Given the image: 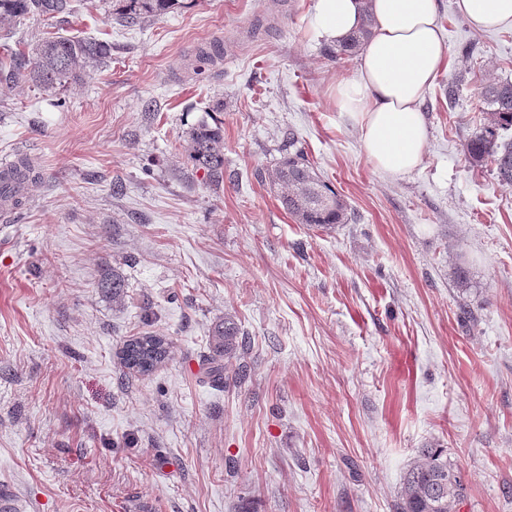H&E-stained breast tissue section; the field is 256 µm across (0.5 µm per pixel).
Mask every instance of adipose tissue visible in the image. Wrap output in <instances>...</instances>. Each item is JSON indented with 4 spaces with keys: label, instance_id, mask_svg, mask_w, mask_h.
<instances>
[{
    "label": "adipose tissue",
    "instance_id": "ef3b65f1",
    "mask_svg": "<svg viewBox=\"0 0 512 512\" xmlns=\"http://www.w3.org/2000/svg\"><path fill=\"white\" fill-rule=\"evenodd\" d=\"M456 8L474 29L512 27V0H456ZM366 22L371 36L332 97L374 171L400 177L426 153L422 104L447 66L438 0H313L309 31L337 45Z\"/></svg>",
    "mask_w": 512,
    "mask_h": 512
}]
</instances>
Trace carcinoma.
<instances>
[{
  "label": "carcinoma",
  "instance_id": "1",
  "mask_svg": "<svg viewBox=\"0 0 512 512\" xmlns=\"http://www.w3.org/2000/svg\"><path fill=\"white\" fill-rule=\"evenodd\" d=\"M178 4V0H115L112 18L118 24H136L159 19ZM70 13V0H0V26L27 17H36L48 26L62 25ZM370 34L365 24L336 48L345 56L356 54ZM111 59V46L103 41L69 38L52 33L42 37L32 53L15 52L9 46L0 54V81H24L36 87H64L78 79L88 67H102ZM489 122L464 144V155L473 167L491 162L497 177L512 185V81L490 82L481 90ZM186 159L195 171H203L205 182L215 188L224 183V130L201 122L186 136ZM22 177L0 175V200H9L8 209L24 204L29 185L37 183L39 173L32 161L21 157ZM265 180L280 192L283 208L299 224L332 229L348 221L343 201L312 170L303 153L288 155L267 171ZM101 287L112 293V301L124 299L125 281L120 273L104 277ZM248 341L230 316L216 322L209 332V354L205 374L210 383L221 386L228 379V362L247 350ZM169 355L163 336H140L125 345L121 360L125 368L140 373L162 365ZM461 475L448 461L443 448H424L408 468L399 492V512H457L464 497Z\"/></svg>",
  "mask_w": 512,
  "mask_h": 512
}]
</instances>
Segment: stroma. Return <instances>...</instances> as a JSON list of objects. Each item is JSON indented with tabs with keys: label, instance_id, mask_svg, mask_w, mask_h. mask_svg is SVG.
<instances>
[{
	"label": "stroma",
	"instance_id": "obj_1",
	"mask_svg": "<svg viewBox=\"0 0 512 512\" xmlns=\"http://www.w3.org/2000/svg\"><path fill=\"white\" fill-rule=\"evenodd\" d=\"M312 4L180 0L126 27L111 0H72L62 35L111 45L108 66L0 84V162L41 172L0 212V492L20 512H396L436 445L460 512H512V186L463 153L482 87L512 80V28L440 0L450 65L423 161L394 178L336 110L356 60L311 38ZM203 119L224 126L218 189L186 171ZM299 148L348 223L282 208L263 175ZM114 270L119 305L100 286ZM227 314L248 377L218 388L204 358ZM148 333L168 361L127 373L118 352Z\"/></svg>",
	"mask_w": 512,
	"mask_h": 512
}]
</instances>
